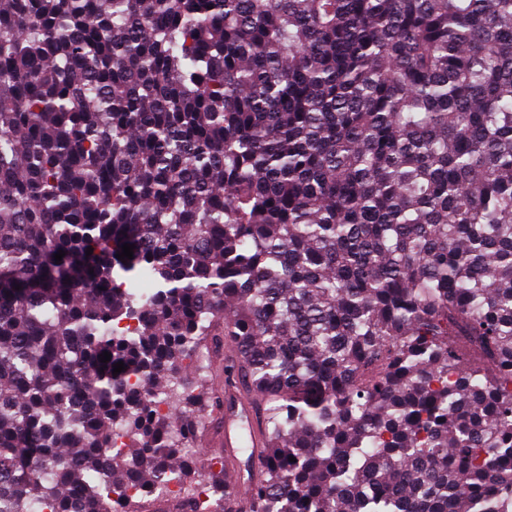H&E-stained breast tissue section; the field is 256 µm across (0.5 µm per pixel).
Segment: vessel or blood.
Here are the masks:
<instances>
[{"mask_svg":"<svg viewBox=\"0 0 512 512\" xmlns=\"http://www.w3.org/2000/svg\"><path fill=\"white\" fill-rule=\"evenodd\" d=\"M239 380L233 375L224 377V420L220 427L219 443L224 448V465L234 469L242 447H249L254 479H261L265 470L262 433V408L258 401L238 391Z\"/></svg>","mask_w":512,"mask_h":512,"instance_id":"1","label":"vessel or blood"}]
</instances>
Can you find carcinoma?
<instances>
[{
    "label": "carcinoma",
    "instance_id": "cac0c4a2",
    "mask_svg": "<svg viewBox=\"0 0 512 512\" xmlns=\"http://www.w3.org/2000/svg\"><path fill=\"white\" fill-rule=\"evenodd\" d=\"M222 342L242 512H512V0H0V512H229ZM212 364V380L210 389L221 393L224 389V417L219 432V444L224 448H202V439L216 430L220 424L216 412L210 407L206 413L205 428L198 434L196 448L204 458L220 456L224 458V466L235 470L239 459V448H251L248 457L252 461L254 482L259 481L265 470L264 438L262 433V407L255 399L248 397L238 390L239 379L224 372V387L219 378L220 367H224L234 358L231 351L215 353L210 349ZM248 446H243V445Z\"/></svg>",
    "mask_w": 512,
    "mask_h": 512
}]
</instances>
